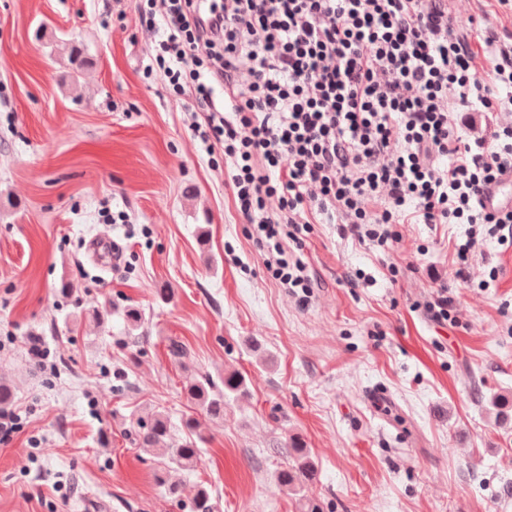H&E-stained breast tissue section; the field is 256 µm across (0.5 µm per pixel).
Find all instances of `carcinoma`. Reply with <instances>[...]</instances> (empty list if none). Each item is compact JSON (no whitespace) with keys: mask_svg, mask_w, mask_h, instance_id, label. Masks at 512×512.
<instances>
[{"mask_svg":"<svg viewBox=\"0 0 512 512\" xmlns=\"http://www.w3.org/2000/svg\"><path fill=\"white\" fill-rule=\"evenodd\" d=\"M186 391L190 400L208 416L222 420L224 404L232 397L237 399L247 395L248 388L245 378L240 373L230 372L224 374L222 389L212 379L205 377L190 381ZM184 427L190 432V436L174 440L168 416L158 411L149 422L140 427L137 435V441L142 447L156 448L160 451L162 465L157 472V480L167 487L168 495L174 500L180 499L182 487L170 481V472L195 467L200 457L201 445L206 442V439L196 431L193 419H186ZM285 452L288 453L290 462L288 467L277 472L276 481L280 486L295 490L315 478L314 462L299 439H291ZM191 512H219L215 498L206 487L196 488L191 499Z\"/></svg>","mask_w":512,"mask_h":512,"instance_id":"carcinoma-1","label":"carcinoma"}]
</instances>
